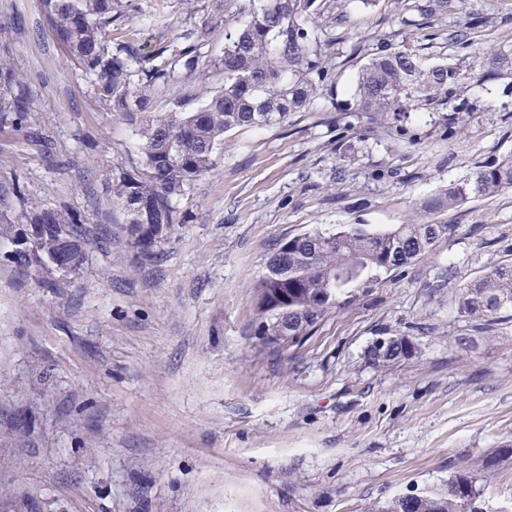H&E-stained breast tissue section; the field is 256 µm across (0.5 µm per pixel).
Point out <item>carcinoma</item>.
<instances>
[{"instance_id": "carcinoma-1", "label": "carcinoma", "mask_w": 512, "mask_h": 512, "mask_svg": "<svg viewBox=\"0 0 512 512\" xmlns=\"http://www.w3.org/2000/svg\"><path fill=\"white\" fill-rule=\"evenodd\" d=\"M401 23L415 17L435 21L458 7V0H397ZM46 24L55 32L68 55L93 77L98 97L122 120L136 126L142 139L141 158L131 167L112 169V199L127 216V232L164 236L184 223L177 200L215 165L224 134L239 128H262L288 122L334 87L335 63L328 53L333 43L315 25V15L330 9L327 0H224V54L216 60L224 71V85L210 89L204 83L209 64L202 60L201 45L210 28L189 33L193 42L175 49L168 45L145 51L133 38L112 41L122 28L120 0H40ZM484 15L461 18L448 40L471 49L468 69L448 63L424 68L417 55L396 50L381 41L363 52L354 102L346 112H369L385 124L418 106H443L463 111L455 104L462 81L487 75H512V45L491 50L472 47L470 30L480 26ZM170 53L197 76V95L203 99L192 112L174 102L166 112L158 110L156 90L165 83L168 70L152 61ZM0 112L27 123L28 101L24 80L9 63L0 60ZM512 188V153L480 165L466 180L441 187L424 203L429 212L443 211L469 199L492 196ZM25 206L24 223L43 224L36 251L20 258L18 266L36 270L62 250L68 240L86 258V217L58 207L25 200L18 181L0 184V244L12 242L17 223L10 217L16 203ZM434 224H403L381 230L357 225L340 238L331 233L299 235L288 252V269L267 266L260 281L257 312L259 329L271 326L281 315L271 307L277 294H288V346L301 344L332 309L345 303L350 287L368 282L377 271L397 270L433 244ZM459 309L465 315L490 321L501 310L512 308V265L499 264L459 293ZM408 336H393L383 355L369 349L376 366H388L414 357ZM477 474L457 470L442 484L427 488L416 498L397 495L379 505L377 512H484Z\"/></svg>"}]
</instances>
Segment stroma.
<instances>
[{
  "mask_svg": "<svg viewBox=\"0 0 512 512\" xmlns=\"http://www.w3.org/2000/svg\"><path fill=\"white\" fill-rule=\"evenodd\" d=\"M138 42L182 44L224 0H122ZM483 49L512 44V0H464ZM336 40L334 101L234 130L177 206L188 216L140 258L112 202L113 165L141 158L131 126L42 20L0 0V59L23 75L29 138L0 117V182L88 219V257L61 276L0 261V503L11 512H371L475 469L487 508L512 496V310L463 316L460 287L512 262V189L427 215L422 203L512 153V75L465 80L467 111L409 112L400 138L353 100L362 56L386 38L423 65L460 64L395 0L317 17ZM448 232L405 267L353 288L302 344L264 347L256 297L279 240L427 218ZM419 352L374 366L376 338ZM465 336L463 346L449 339Z\"/></svg>",
  "mask_w": 512,
  "mask_h": 512,
  "instance_id": "stroma-1",
  "label": "stroma"
}]
</instances>
